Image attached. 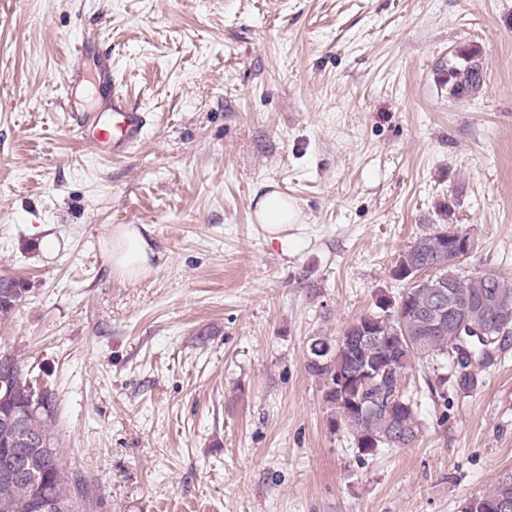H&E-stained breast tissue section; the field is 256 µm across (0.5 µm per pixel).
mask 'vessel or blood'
<instances>
[{"label":"vessel or blood","instance_id":"obj_1","mask_svg":"<svg viewBox=\"0 0 512 512\" xmlns=\"http://www.w3.org/2000/svg\"><path fill=\"white\" fill-rule=\"evenodd\" d=\"M96 90L105 92L108 109L112 115L111 123H103L98 112H85L81 115V124L85 135L98 154L115 158L122 157L144 135L147 125L144 113L129 108L124 98L117 92L112 74V58L99 56L94 64Z\"/></svg>","mask_w":512,"mask_h":512}]
</instances>
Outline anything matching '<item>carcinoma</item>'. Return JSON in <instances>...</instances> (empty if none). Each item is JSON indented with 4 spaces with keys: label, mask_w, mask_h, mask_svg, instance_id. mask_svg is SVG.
<instances>
[{
    "label": "carcinoma",
    "mask_w": 512,
    "mask_h": 512,
    "mask_svg": "<svg viewBox=\"0 0 512 512\" xmlns=\"http://www.w3.org/2000/svg\"><path fill=\"white\" fill-rule=\"evenodd\" d=\"M456 58L457 61L448 62V72L442 79L448 87V97L477 93L481 81L479 67L472 63L474 53L465 51ZM397 268L409 286L394 313L362 315L346 327L336 343L316 338L309 345L308 370L324 381L326 402L336 409L364 454L382 447L400 448L416 440L417 404L400 392L402 376L414 357L437 352L454 358L465 347L477 359V366L489 365L482 359L485 344L479 337L446 323L440 326L428 314V307L439 295L438 279L448 284L447 291L455 302L468 305L465 322L469 329L491 328L505 315L512 319V281L494 271L466 273L451 254L443 227L408 246L399 255ZM366 327L377 336L378 343H353ZM10 362L13 371L0 379V410L24 403L32 385L21 363L13 356ZM363 363L377 364L376 375L343 384L337 381ZM452 376L462 391L476 388L479 382L478 373L466 371L458 363ZM47 400V409L31 411L25 417L24 433L39 441L36 447L20 446L13 437L0 433V452L14 453L25 468L42 477L39 483L20 477L9 492L0 490V512H36V500L43 495L67 506V512H84L87 489L62 459L53 430L52 396ZM506 501L512 503V474L503 477L492 492L466 500L461 512H500L499 507Z\"/></svg>",
    "instance_id": "1"
}]
</instances>
